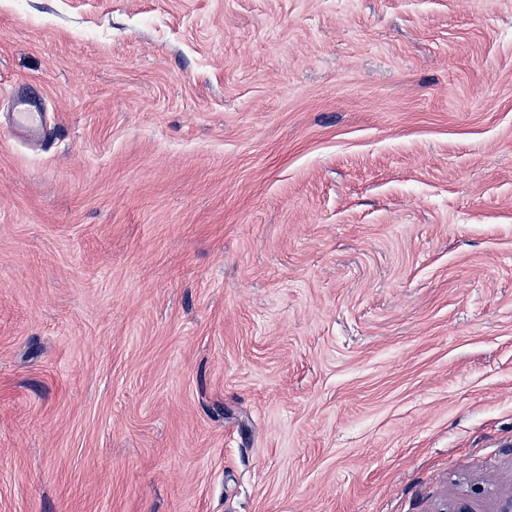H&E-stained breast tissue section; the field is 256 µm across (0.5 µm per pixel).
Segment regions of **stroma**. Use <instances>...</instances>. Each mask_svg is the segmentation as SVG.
Here are the masks:
<instances>
[{"label":"stroma","instance_id":"1","mask_svg":"<svg viewBox=\"0 0 512 512\" xmlns=\"http://www.w3.org/2000/svg\"><path fill=\"white\" fill-rule=\"evenodd\" d=\"M511 497L512 0H0V512ZM36 96L21 98L16 101L14 121L17 125L38 130V117L40 116Z\"/></svg>","mask_w":512,"mask_h":512}]
</instances>
